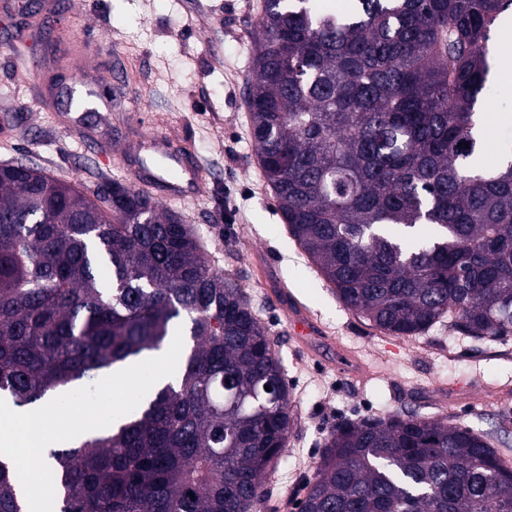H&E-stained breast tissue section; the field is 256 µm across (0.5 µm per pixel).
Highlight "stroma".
<instances>
[{
    "label": "stroma",
    "instance_id": "35a3bbf8",
    "mask_svg": "<svg viewBox=\"0 0 512 512\" xmlns=\"http://www.w3.org/2000/svg\"><path fill=\"white\" fill-rule=\"evenodd\" d=\"M44 0H0V34L20 27L15 48L0 47V113L19 115L13 136L0 142V163L32 160L52 176L95 187L128 183L120 157L139 155L144 130L129 128L131 100L154 113L160 130L188 136L216 180L206 197L173 204L196 232L205 261L244 287L276 341L297 425L288 449L264 483L260 512H299L332 427L341 419L416 410L422 415L488 435L512 453V339L470 338L445 325L418 337L372 328L336 298L330 285L292 243L255 153L243 95L252 75L253 31L264 0H71L77 24L56 18L26 24ZM39 62L34 76L21 72ZM121 68L109 106L89 126L110 146L113 159L85 153L61 108L38 107L53 76L105 84ZM492 119L483 131L484 163L512 153V75L497 72ZM288 288L317 316L327 335L355 351L364 365L329 367L304 354L291 337L288 314L275 301Z\"/></svg>",
    "mask_w": 512,
    "mask_h": 512
}]
</instances>
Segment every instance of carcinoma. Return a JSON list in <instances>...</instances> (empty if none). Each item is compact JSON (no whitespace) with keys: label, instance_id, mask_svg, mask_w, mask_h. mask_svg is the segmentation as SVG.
Returning <instances> with one entry per match:
<instances>
[{"label":"carcinoma","instance_id":"obj_1","mask_svg":"<svg viewBox=\"0 0 512 512\" xmlns=\"http://www.w3.org/2000/svg\"><path fill=\"white\" fill-rule=\"evenodd\" d=\"M267 0L245 99L293 242L370 326L512 337V159L474 168L512 0ZM178 378L49 452L59 512H257L293 416L275 341L192 227L119 182L0 165V399L36 407L164 350ZM270 390H265V386ZM0 460V512H24ZM299 512H512L485 436L341 420Z\"/></svg>","mask_w":512,"mask_h":512}]
</instances>
